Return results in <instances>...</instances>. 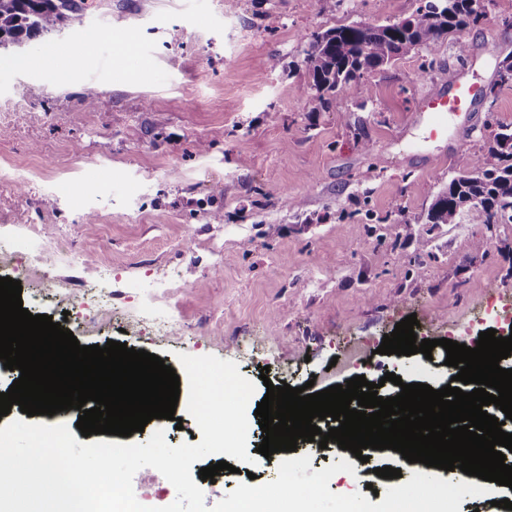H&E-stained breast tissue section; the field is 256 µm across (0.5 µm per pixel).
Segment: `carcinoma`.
<instances>
[{
  "label": "carcinoma",
  "mask_w": 512,
  "mask_h": 512,
  "mask_svg": "<svg viewBox=\"0 0 512 512\" xmlns=\"http://www.w3.org/2000/svg\"><path fill=\"white\" fill-rule=\"evenodd\" d=\"M89 8L87 0H0V44L23 46L55 30ZM484 16L475 0H426L410 17L387 25H341L308 37L304 61L308 81L297 95L327 111L336 93L353 94L361 77L387 66L405 53L434 52L449 33L477 24ZM464 173L448 181L428 211L430 224H454L465 212L488 223L512 224V132L499 133L482 156L466 161Z\"/></svg>",
  "instance_id": "obj_1"
}]
</instances>
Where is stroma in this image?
I'll use <instances>...</instances> for the list:
<instances>
[{
  "mask_svg": "<svg viewBox=\"0 0 512 512\" xmlns=\"http://www.w3.org/2000/svg\"><path fill=\"white\" fill-rule=\"evenodd\" d=\"M423 3L94 0L60 31L0 52V235L41 253L5 252L0 277L20 281L24 308L80 345L122 342L174 369L180 353L233 361L257 382V402L261 367L272 383L318 392L358 375L364 345L372 376L412 377L409 358L377 352L411 314L418 339L471 343L476 328L495 327V311L512 312V224L426 215L466 159L512 126V81L500 80L512 0H486L484 18L436 52L365 73L363 92L339 93L330 111L295 95L306 36L395 23ZM96 30L93 48L78 50ZM120 34L133 39L124 55ZM51 49L68 81L51 79ZM460 68L495 97L478 98L452 138L420 143L416 105ZM88 87L101 94L94 111L79 102ZM172 301L175 331L140 319L146 303ZM158 429L173 446L199 433L182 401L132 440ZM279 463L240 464L205 487L206 506L248 477L272 481Z\"/></svg>",
  "mask_w": 512,
  "mask_h": 512,
  "instance_id": "obj_1",
  "label": "stroma"
}]
</instances>
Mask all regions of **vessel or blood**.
Here are the masks:
<instances>
[{"instance_id":"1","label":"vessel or blood","mask_w":512,"mask_h":512,"mask_svg":"<svg viewBox=\"0 0 512 512\" xmlns=\"http://www.w3.org/2000/svg\"><path fill=\"white\" fill-rule=\"evenodd\" d=\"M447 85L446 94L423 100L417 106L425 140L433 141L451 135L456 129L457 120L466 114L477 97V88L458 76L448 77Z\"/></svg>"}]
</instances>
